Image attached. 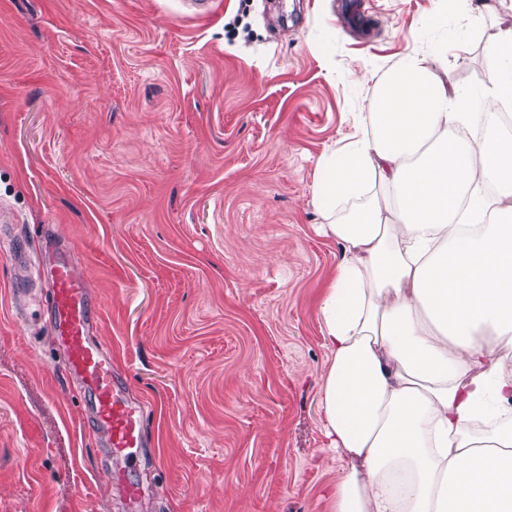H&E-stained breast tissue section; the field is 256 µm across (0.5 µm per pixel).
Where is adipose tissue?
<instances>
[{
    "mask_svg": "<svg viewBox=\"0 0 512 512\" xmlns=\"http://www.w3.org/2000/svg\"><path fill=\"white\" fill-rule=\"evenodd\" d=\"M489 82L439 52L382 76L312 204L341 242L318 313L333 512H512V25Z\"/></svg>",
    "mask_w": 512,
    "mask_h": 512,
    "instance_id": "obj_1",
    "label": "adipose tissue"
}]
</instances>
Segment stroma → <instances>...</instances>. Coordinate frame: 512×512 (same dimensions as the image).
<instances>
[{
	"label": "stroma",
	"mask_w": 512,
	"mask_h": 512,
	"mask_svg": "<svg viewBox=\"0 0 512 512\" xmlns=\"http://www.w3.org/2000/svg\"><path fill=\"white\" fill-rule=\"evenodd\" d=\"M0 0V512H124L40 288L71 249L98 335L150 409L142 512H332L320 155L406 53L464 89L512 25L447 0Z\"/></svg>",
	"instance_id": "stroma-1"
}]
</instances>
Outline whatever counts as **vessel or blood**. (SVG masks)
Returning <instances> with one entry per match:
<instances>
[{"label":"vessel or blood","mask_w":512,"mask_h":512,"mask_svg":"<svg viewBox=\"0 0 512 512\" xmlns=\"http://www.w3.org/2000/svg\"><path fill=\"white\" fill-rule=\"evenodd\" d=\"M30 274L47 283L51 334L63 349L65 369L79 394L89 399L107 455L122 463L121 468L107 469L105 479L119 492L126 512H138L144 489L130 474L144 445L145 408L129 396L111 350L96 337L99 313L70 255H51L47 264L34 266Z\"/></svg>","instance_id":"vessel-or-blood-1"}]
</instances>
